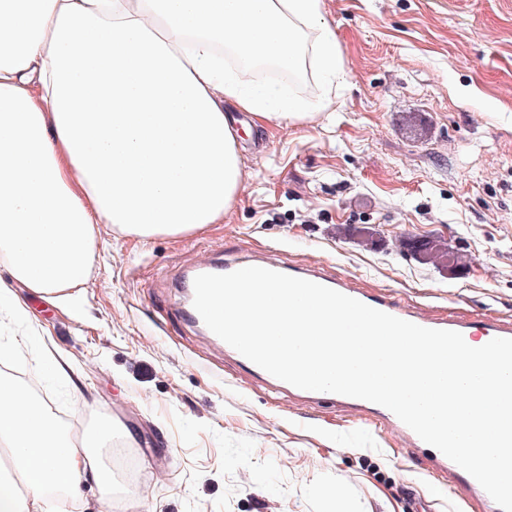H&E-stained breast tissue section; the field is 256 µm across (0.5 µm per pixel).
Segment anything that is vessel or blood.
Segmentation results:
<instances>
[{"instance_id":"b4317fda","label":"vessel or blood","mask_w":512,"mask_h":512,"mask_svg":"<svg viewBox=\"0 0 512 512\" xmlns=\"http://www.w3.org/2000/svg\"><path fill=\"white\" fill-rule=\"evenodd\" d=\"M293 275L294 277L306 279L329 287L372 308L381 310L397 318L415 323L425 328L455 331L466 337L471 336L473 333V327L471 324L452 317L442 320L425 318L412 311L410 308L391 301L386 296L363 292L361 289L353 286L352 282L347 279H330L323 276L317 270L307 267L295 269ZM338 401L339 403L356 411L373 412L380 425L389 427L392 431L398 433L408 446L413 448L423 447V440L389 409L367 400L344 395L339 396Z\"/></svg>"}]
</instances>
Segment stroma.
<instances>
[{"label":"stroma","instance_id":"1","mask_svg":"<svg viewBox=\"0 0 512 512\" xmlns=\"http://www.w3.org/2000/svg\"><path fill=\"white\" fill-rule=\"evenodd\" d=\"M321 12L343 79L293 85L328 102L310 122L226 105L245 179L218 223L146 239L98 225L70 309L0 258L27 311L0 306L7 373L36 378L67 431L119 421L100 453L134 459L120 512H485L373 417L251 373L177 312L182 272L221 255L309 264L433 318L512 321V0H321ZM421 237L466 268L407 258Z\"/></svg>","mask_w":512,"mask_h":512}]
</instances>
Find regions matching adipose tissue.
<instances>
[{
	"mask_svg": "<svg viewBox=\"0 0 512 512\" xmlns=\"http://www.w3.org/2000/svg\"><path fill=\"white\" fill-rule=\"evenodd\" d=\"M236 68L224 66V51ZM311 60L341 79L320 0H0V257L41 296L85 278L100 224L140 238L216 223L243 170L225 103L269 123L325 101L254 80L264 63ZM0 446L23 489L0 512H51L96 481L102 456L0 376Z\"/></svg>",
	"mask_w": 512,
	"mask_h": 512,
	"instance_id": "1",
	"label": "adipose tissue"
}]
</instances>
